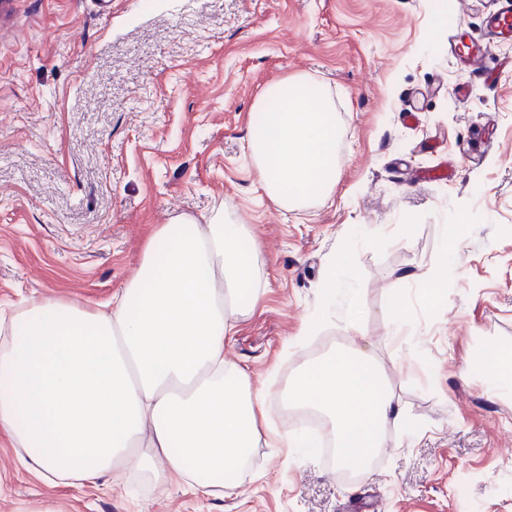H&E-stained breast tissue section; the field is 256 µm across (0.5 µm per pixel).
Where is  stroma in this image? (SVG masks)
Returning a JSON list of instances; mask_svg holds the SVG:
<instances>
[{"label": "stroma", "mask_w": 512, "mask_h": 512, "mask_svg": "<svg viewBox=\"0 0 512 512\" xmlns=\"http://www.w3.org/2000/svg\"><path fill=\"white\" fill-rule=\"evenodd\" d=\"M496 9L0 0V309L106 304L158 225L220 205L265 251L267 288L224 356L268 386L266 425L287 427L282 391L351 344L384 366L405 411L365 476L339 479L314 447L263 446L224 496L141 470L51 483L1 433L0 512H512V382L476 364L512 346V43L479 79L448 46L482 38ZM287 75L324 86L339 128L333 192L288 212L247 155L256 101ZM463 214L475 229L447 252Z\"/></svg>", "instance_id": "35a3bbf8"}]
</instances>
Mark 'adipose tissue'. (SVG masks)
Here are the masks:
<instances>
[{"mask_svg":"<svg viewBox=\"0 0 512 512\" xmlns=\"http://www.w3.org/2000/svg\"><path fill=\"white\" fill-rule=\"evenodd\" d=\"M337 148L336 108L319 83L289 77L257 100L249 154L282 210L333 191ZM263 265L257 239L223 210L182 215L151 234L105 307L47 298L0 315V432L59 482L136 467L207 494L234 490L263 440L266 393L224 342L260 301ZM288 397L330 419L338 462L361 472L404 417L385 372L352 346L315 359Z\"/></svg>","mask_w":512,"mask_h":512,"instance_id":"adipose-tissue-1","label":"adipose tissue"}]
</instances>
